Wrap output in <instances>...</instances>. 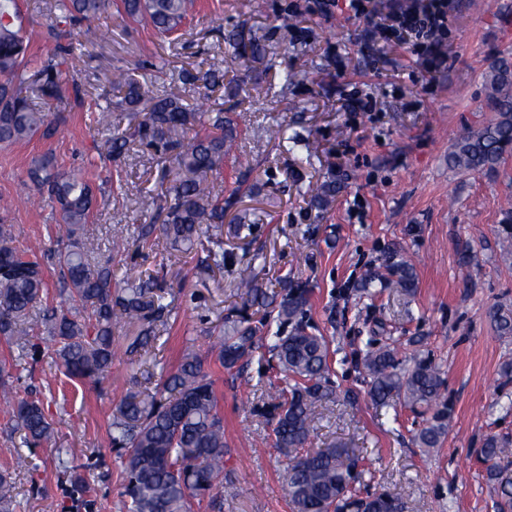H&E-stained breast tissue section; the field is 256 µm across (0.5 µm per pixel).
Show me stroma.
Here are the masks:
<instances>
[{
  "label": "stroma",
  "mask_w": 512,
  "mask_h": 512,
  "mask_svg": "<svg viewBox=\"0 0 512 512\" xmlns=\"http://www.w3.org/2000/svg\"><path fill=\"white\" fill-rule=\"evenodd\" d=\"M16 3L32 54L73 48L68 90L48 106L50 135L0 144V223L12 225L18 245L56 243L59 210L29 177L46 154L92 185L98 206L88 229L102 243L134 239L139 225L156 223L137 206L140 196L163 190L153 153L134 141L118 160L106 155L110 132L98 106L116 99L117 67L151 92L171 88L190 102L203 87L183 82V73L223 74L239 150L226 156L217 184L237 193L247 226L225 224L220 269L201 249L161 243L130 250L114 265L118 279L129 268L164 278L177 321L136 363L123 354L136 334L126 327L101 384L68 379L49 352L35 356L0 339V378L42 400L57 432L56 446L28 449L34 468L17 473L12 512H123L112 410L126 392L173 369L189 343L205 357L224 418L222 512H292L281 491L288 458L270 437L275 372L267 352L256 350L240 373L208 352L207 330L242 307L236 271L246 264L264 287L286 278L308 288L305 321L330 343V382L341 398L318 408L312 447L347 449L361 493L390 495L405 512H499L481 450L490 436L512 437V379L502 375L512 336L498 335L489 316L512 309V231L504 224L512 153L480 172L449 167L448 153L462 129L488 117L489 66L512 56V35L499 28L512 18V0H448V63L429 83L408 49L368 41L363 25L339 8L312 12L308 0H195L172 40L128 18L121 0L80 24L62 18L57 0ZM295 4L302 14L282 28L281 14ZM227 30L258 41L263 56L219 52ZM290 71L297 79L288 85ZM356 91L370 94L372 111L346 109ZM325 180L335 181L336 196L318 207L309 188ZM390 259L413 264L412 295L362 289L368 276L386 278ZM386 342L440 366L450 425L439 448L416 445L422 419L403 397L386 407L370 399L362 358ZM74 472L83 479L79 494L69 481Z\"/></svg>",
  "instance_id": "obj_1"
}]
</instances>
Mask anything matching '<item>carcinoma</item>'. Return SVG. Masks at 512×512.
Returning <instances> with one entry per match:
<instances>
[{"mask_svg": "<svg viewBox=\"0 0 512 512\" xmlns=\"http://www.w3.org/2000/svg\"><path fill=\"white\" fill-rule=\"evenodd\" d=\"M111 5L112 0H61L58 7L66 19L95 20ZM123 5L128 15L141 17L158 33L168 35L179 30L192 0H123ZM22 29L23 17L15 0H0L1 144L50 132L49 113L31 102L29 92L38 91L47 102L61 100L64 93L65 51L59 49L32 62ZM228 43L243 58L261 56L254 40L234 35ZM486 82V108L492 117L481 128L459 135L448 154V165L455 169L492 170L512 148V60H495ZM111 83L122 94L118 105L130 109L131 136L154 149L162 168L175 173L164 191V205L150 195L140 199V208L156 207L164 212V219L160 224L139 225V238L162 241L177 250L203 245L208 259L224 267V217L237 204L234 196L226 198L214 186L234 138L224 103L204 94L191 108L179 93L169 90L152 96L148 112L140 114L144 90L129 70L114 68ZM196 126L203 132L187 137ZM31 175L41 195L59 205L63 221L56 248L43 255L57 267L67 299L85 315L42 307L43 264L37 256L20 252L11 226L0 224V336L22 351L38 348L25 324L40 309L54 363L71 378L97 383L112 368V339L119 328H138L126 348L133 361L171 329L172 310L155 277L130 273L112 285V258L128 253V240L116 238L111 255L93 257L97 243L85 224L97 197L87 182L59 172L47 159L38 162ZM392 269L395 284L411 293L416 280L413 265L401 261ZM236 288L263 314L257 321L245 316L225 318L210 352L228 371L243 369L260 348L275 361L280 384L273 435L275 446L288 451L283 490L293 512H362L364 498L354 486L355 463L347 453L340 448L305 450L313 433L315 405L334 398L328 343L308 332L303 320L308 290L286 281L277 290L264 288L249 265L238 270ZM490 317L499 335L512 336V310L495 309ZM286 325L292 329L285 335L282 327ZM363 366L370 378L371 399L385 404L393 395H403L412 410L425 416L415 435L418 447L427 451L438 447L448 433L449 421L439 366L420 356L405 364L388 345L366 352ZM1 400L13 403V431L21 443L31 448L54 442V423L39 400L18 398L6 388L0 391ZM110 428L112 446L120 451L125 512H192V498L217 488L224 472V422L214 383L197 352L186 350L176 368L165 375L161 388L146 387L122 397ZM511 453L512 438L507 436H491L482 448L483 458L489 461ZM488 478L501 497V508H512V477L492 464ZM15 498L16 481L5 470L0 473V512H10Z\"/></svg>", "mask_w": 512, "mask_h": 512, "instance_id": "obj_1", "label": "carcinoma"}]
</instances>
